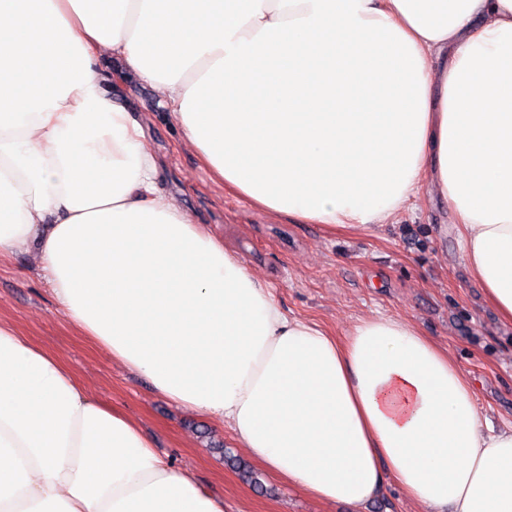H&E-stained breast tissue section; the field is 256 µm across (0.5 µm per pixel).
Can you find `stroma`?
Wrapping results in <instances>:
<instances>
[{
    "instance_id": "obj_1",
    "label": "stroma",
    "mask_w": 512,
    "mask_h": 512,
    "mask_svg": "<svg viewBox=\"0 0 512 512\" xmlns=\"http://www.w3.org/2000/svg\"><path fill=\"white\" fill-rule=\"evenodd\" d=\"M122 68L117 57L101 63L114 99L153 118L149 145L162 161V192L237 254L289 315L335 334L374 314L410 321L468 372L479 405L495 423L512 422V325L499 321L471 279L454 234L445 231L451 223L446 206L423 197L395 223L336 235L317 224L272 219L210 179L166 122L159 96L135 77H121ZM35 255L31 247L0 261V319L57 355L102 401L136 419L173 467L223 495L230 512H423L394 485L360 507L318 504L267 474L266 492L249 489L224 461L228 455L249 459L230 432L160 396L79 336L59 311Z\"/></svg>"
}]
</instances>
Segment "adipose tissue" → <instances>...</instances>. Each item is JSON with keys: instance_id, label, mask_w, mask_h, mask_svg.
<instances>
[{"instance_id": "ef3b65f1", "label": "adipose tissue", "mask_w": 512, "mask_h": 512, "mask_svg": "<svg viewBox=\"0 0 512 512\" xmlns=\"http://www.w3.org/2000/svg\"><path fill=\"white\" fill-rule=\"evenodd\" d=\"M107 55L273 217L365 231L428 191L512 324V0H0V260L36 246L77 331L317 503L512 512V424L462 366L406 320L289 316L159 191ZM0 512L227 507L0 320Z\"/></svg>"}]
</instances>
